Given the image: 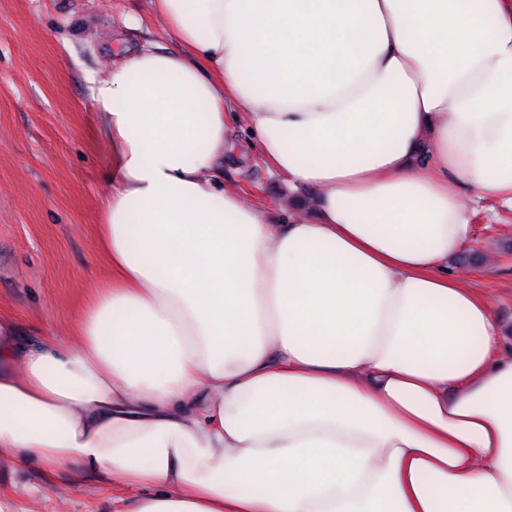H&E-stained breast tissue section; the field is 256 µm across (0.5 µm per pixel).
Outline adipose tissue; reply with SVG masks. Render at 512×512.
Masks as SVG:
<instances>
[{"label":"adipose tissue","mask_w":512,"mask_h":512,"mask_svg":"<svg viewBox=\"0 0 512 512\" xmlns=\"http://www.w3.org/2000/svg\"><path fill=\"white\" fill-rule=\"evenodd\" d=\"M91 101L107 273L72 340L0 319V464L123 512H512V352L449 268L512 209V0H153ZM307 210L224 181L229 113Z\"/></svg>","instance_id":"1"}]
</instances>
